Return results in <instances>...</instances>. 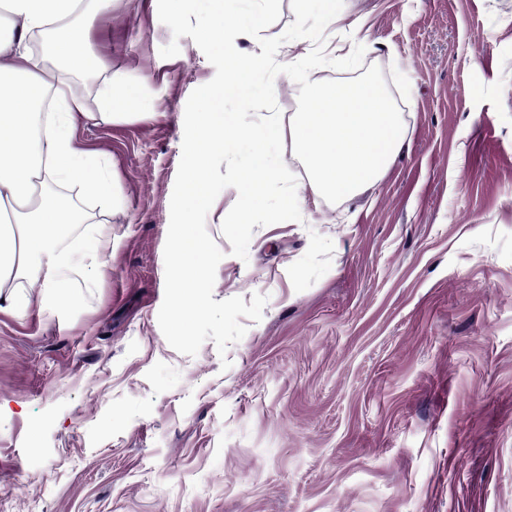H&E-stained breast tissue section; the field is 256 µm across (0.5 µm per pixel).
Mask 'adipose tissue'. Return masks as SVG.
I'll return each instance as SVG.
<instances>
[{"label":"adipose tissue","instance_id":"1","mask_svg":"<svg viewBox=\"0 0 512 512\" xmlns=\"http://www.w3.org/2000/svg\"><path fill=\"white\" fill-rule=\"evenodd\" d=\"M82 0H0L10 23L0 31V289L6 309L21 305L7 286L18 281L38 284L42 298L57 300L71 286L76 252L99 253L100 241L88 238L79 251L62 249L58 241L76 214L39 183L79 181L88 195L108 199L112 178L93 164V152L77 141L76 130L87 118L81 95L59 73L76 66L91 74L97 55L87 49L72 24ZM51 33L43 58L28 44L38 34ZM51 97L54 112L38 122V107Z\"/></svg>","mask_w":512,"mask_h":512}]
</instances>
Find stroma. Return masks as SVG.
<instances>
[{
	"label": "stroma",
	"instance_id": "35a3bbf8",
	"mask_svg": "<svg viewBox=\"0 0 512 512\" xmlns=\"http://www.w3.org/2000/svg\"><path fill=\"white\" fill-rule=\"evenodd\" d=\"M74 23L87 109L108 82L139 102L78 126L113 201L64 186L84 220L62 247L101 236L106 268L0 312V512H512V0H344L325 53L364 46L403 145L332 204L285 141L302 219L254 226L244 260L219 194L213 298H268L223 356L158 324L185 104L215 69L157 0Z\"/></svg>",
	"mask_w": 512,
	"mask_h": 512
}]
</instances>
